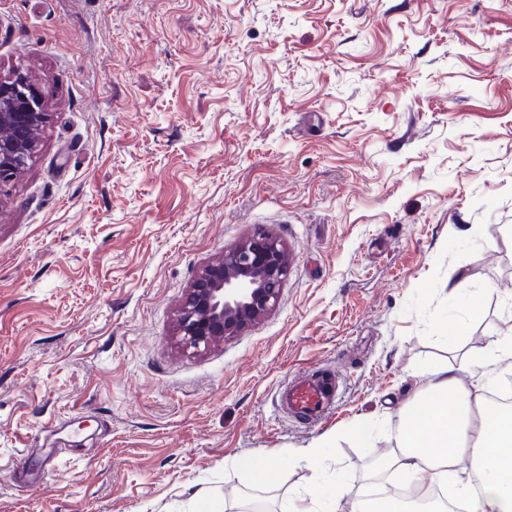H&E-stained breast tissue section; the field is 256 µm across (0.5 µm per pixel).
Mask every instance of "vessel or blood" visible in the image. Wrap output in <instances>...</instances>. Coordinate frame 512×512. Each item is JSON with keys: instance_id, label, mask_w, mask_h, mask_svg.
<instances>
[{"instance_id": "obj_1", "label": "vessel or blood", "mask_w": 512, "mask_h": 512, "mask_svg": "<svg viewBox=\"0 0 512 512\" xmlns=\"http://www.w3.org/2000/svg\"><path fill=\"white\" fill-rule=\"evenodd\" d=\"M340 388L341 377L336 369H312L290 378L279 391V401L288 415L312 423L334 409Z\"/></svg>"}]
</instances>
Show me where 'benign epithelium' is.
Instances as JSON below:
<instances>
[{
  "label": "benign epithelium",
  "mask_w": 512,
  "mask_h": 512,
  "mask_svg": "<svg viewBox=\"0 0 512 512\" xmlns=\"http://www.w3.org/2000/svg\"><path fill=\"white\" fill-rule=\"evenodd\" d=\"M44 113L22 76L0 82V182L27 167ZM291 268L286 245L257 230L204 266L186 291L176 333L192 352L239 335L279 303Z\"/></svg>",
  "instance_id": "obj_1"
}]
</instances>
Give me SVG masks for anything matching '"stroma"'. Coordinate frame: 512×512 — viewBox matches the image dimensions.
Returning a JSON list of instances; mask_svg holds the SVG:
<instances>
[{"mask_svg":"<svg viewBox=\"0 0 512 512\" xmlns=\"http://www.w3.org/2000/svg\"><path fill=\"white\" fill-rule=\"evenodd\" d=\"M19 74L45 119L0 184V512L359 489L416 373L471 384L469 351L512 332V0H0ZM257 229L291 255L277 308L186 353L187 289ZM454 279L486 291L460 341ZM316 366L343 382L307 425L278 390Z\"/></svg>","mask_w":512,"mask_h":512,"instance_id":"35a3bbf8","label":"stroma"}]
</instances>
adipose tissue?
Segmentation results:
<instances>
[{
	"label": "adipose tissue",
	"mask_w": 512,
	"mask_h": 512,
	"mask_svg": "<svg viewBox=\"0 0 512 512\" xmlns=\"http://www.w3.org/2000/svg\"><path fill=\"white\" fill-rule=\"evenodd\" d=\"M471 386L447 366L426 367L414 395L401 407L395 451L375 469L381 482L451 488L456 499L478 493L475 512H512V413L483 415L486 393L506 379L499 369L512 360V332L470 355Z\"/></svg>",
	"instance_id": "adipose-tissue-1"
}]
</instances>
